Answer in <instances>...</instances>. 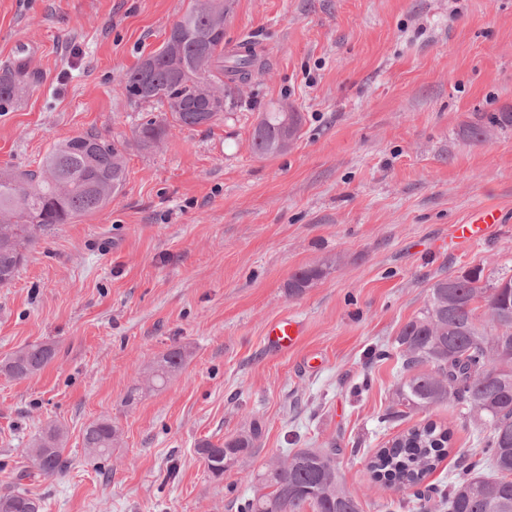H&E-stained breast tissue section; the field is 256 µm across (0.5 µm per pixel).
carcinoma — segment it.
Segmentation results:
<instances>
[{"mask_svg":"<svg viewBox=\"0 0 512 512\" xmlns=\"http://www.w3.org/2000/svg\"><path fill=\"white\" fill-rule=\"evenodd\" d=\"M228 0H196L170 29L162 45L122 79L134 102L160 110L136 126L144 148L161 142L172 127L211 126L224 114L232 88L264 69L251 44L224 43ZM24 70L0 74V112L23 85ZM300 128L296 112H267L255 126L253 152L270 156L285 151ZM127 141L85 132L56 143L35 170H0V285L11 283L28 252L58 224L103 209L126 183ZM324 274L302 269L285 284L290 297L306 292ZM484 308L486 322L477 317ZM55 356L49 344L27 346L0 363V372L26 379ZM188 352L180 347L162 354L145 384H135L127 399L143 388L162 386L183 368ZM395 357L408 378L397 388L396 404L411 411L445 402L463 405L490 433L479 452L469 454L448 481V512H512V278L483 282V270L437 280L425 306L399 330L392 347L379 358ZM262 427L254 422L241 434L217 445L199 442L197 454L212 477L242 467L260 448ZM451 431L433 422L415 426L378 449L369 467L376 480L407 494L404 503L422 499L413 488L449 453ZM64 431L50 424L34 439L19 466L18 479L56 476L68 468ZM119 442L109 418L89 424L83 445L97 458H108ZM336 449H300L269 458L257 475H246L250 493L235 497L237 512H362L343 486L334 462ZM0 512H41L40 500L26 490L0 495Z\"/></svg>","mask_w":512,"mask_h":512,"instance_id":"1","label":"carcinoma"}]
</instances>
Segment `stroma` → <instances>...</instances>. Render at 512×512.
<instances>
[{
	"instance_id": "stroma-1",
	"label": "stroma",
	"mask_w": 512,
	"mask_h": 512,
	"mask_svg": "<svg viewBox=\"0 0 512 512\" xmlns=\"http://www.w3.org/2000/svg\"><path fill=\"white\" fill-rule=\"evenodd\" d=\"M191 0H0V64L30 78L0 112V169H32L57 142L94 131L128 141L123 192L41 237L0 286V360L46 343L37 375L0 373V493L41 427L66 429L68 468L23 483L42 512H235L243 472L275 454L339 447L336 469L363 512H400L373 480L378 448L419 423L453 433L424 484L479 451L485 425L443 403L384 421L406 375L376 350L440 278L479 267L512 277V222L452 247L477 207L512 214V0H231L224 40L256 44L252 76L223 121L133 141L146 112L117 90L158 49ZM302 125L286 152L251 149L259 113ZM485 126L482 139L469 130ZM324 275L298 298L284 284ZM305 334L271 350L268 324ZM191 357L161 387L128 400L169 349ZM110 417V457L83 448ZM260 423V450L214 479L198 442ZM325 273L322 267L301 269L288 278L285 284L289 297H298L306 292ZM302 336H304L303 323L285 316L269 324L266 343L274 351L286 352L296 347Z\"/></svg>"
}]
</instances>
